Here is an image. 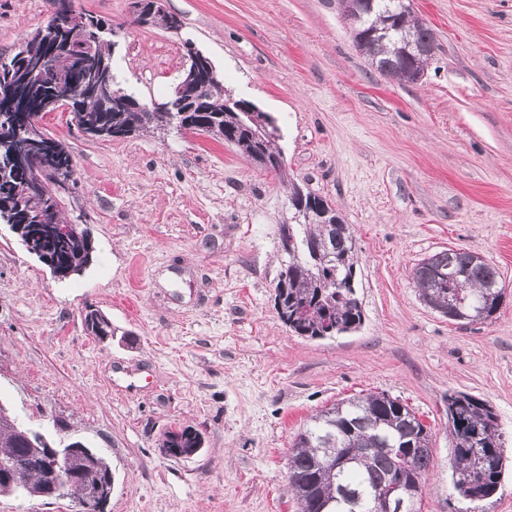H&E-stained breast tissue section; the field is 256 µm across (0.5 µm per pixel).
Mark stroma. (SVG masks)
I'll use <instances>...</instances> for the list:
<instances>
[{
  "label": "stroma",
  "instance_id": "stroma-1",
  "mask_svg": "<svg viewBox=\"0 0 512 512\" xmlns=\"http://www.w3.org/2000/svg\"><path fill=\"white\" fill-rule=\"evenodd\" d=\"M72 6L122 25L117 81L146 104L172 95L192 41L226 94L275 119L288 177L210 136L107 141L47 114L76 162L62 214L90 229L93 260L58 279L0 222V404L53 447L100 450L115 476L107 512H300L295 436L325 407L384 392L432 432L420 512H466L446 401L463 392L489 403L504 439L485 512H512V0H412L440 46L415 84L367 65L339 0H165L177 33L132 24L131 0ZM52 10L0 0V53ZM293 182L353 231L356 331L296 336L273 307ZM448 248L498 270L506 299L492 320L459 325L420 300L414 266ZM89 303L112 340L86 334ZM186 427L199 452L164 455ZM162 447L164 454L168 456L172 455L168 448H196V450L189 455H179V457H190L195 455L202 447V437L197 431L184 428L175 432H169Z\"/></svg>",
  "mask_w": 512,
  "mask_h": 512
}]
</instances>
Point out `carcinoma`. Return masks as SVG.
<instances>
[{
    "mask_svg": "<svg viewBox=\"0 0 512 512\" xmlns=\"http://www.w3.org/2000/svg\"><path fill=\"white\" fill-rule=\"evenodd\" d=\"M388 0H341L343 14L371 12L370 21L351 30L354 47L380 74L401 83L425 71L439 45L432 30L412 10L386 11ZM47 23L36 29L10 55L0 54V95L18 96L48 112L54 110L56 92L75 94L71 122L91 137L112 140L140 132L177 127L179 118L205 126L210 135L234 145L250 161L266 170L281 172L284 159L277 146L279 129L266 112L249 113L241 101L224 93L210 58L200 63V84L186 86L169 100L145 112L132 109L131 94L117 82L112 43L101 30L112 29L109 20L89 12H76L71 0H53ZM145 24L179 32L183 21L171 12H156ZM425 52L400 48L404 39ZM54 49L53 64L32 76L26 61L47 48ZM20 122L13 112L0 111V140L16 133ZM26 148L59 180L35 193L24 183L31 174L12 162L9 151L0 152V220L10 224L20 238H29L41 226L48 236L33 240L48 250L52 263L76 274L89 266L94 247L82 224L71 225L62 238L54 234L63 224L60 201L72 193L76 181L74 157L69 147L54 137L29 141ZM292 224L279 229L282 269L275 285L274 307L282 323L298 336L331 338L357 329L363 322L362 304L355 289V241L349 225L325 198L292 184L289 202ZM419 296L431 309L451 321L485 322L497 313L506 298L499 274L484 258L476 259L463 248L447 249L423 259L412 271ZM85 331L100 340L115 335L111 320L93 305L85 307ZM15 417L0 405V472L17 476L15 490L40 499L51 469L68 472L75 479L66 495L86 499L98 478L111 466L91 447L56 458L45 453L41 433L29 430V440L15 433ZM448 431L455 442L453 484L463 498L479 503L496 495L504 469L495 452L502 449L501 434L492 407L466 393L448 394ZM431 433L416 412L398 398L384 393L342 400L314 417V423L295 438L288 458V490L297 498L300 512H378L377 495L389 482L402 485L406 498L421 487L432 456ZM163 447L200 448V433L189 428L170 432Z\"/></svg>",
    "mask_w": 512,
    "mask_h": 512,
    "instance_id": "cac0c4a2",
    "label": "carcinoma"
}]
</instances>
